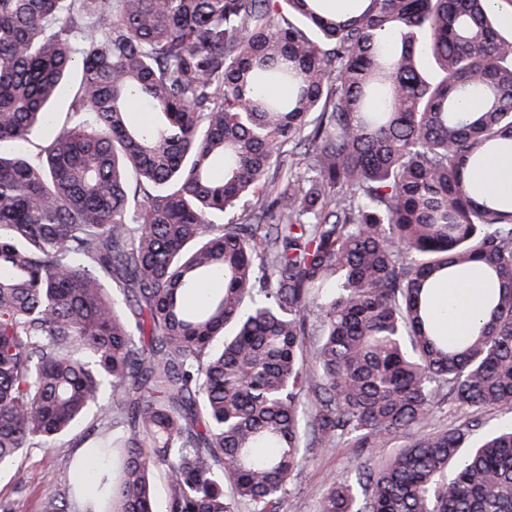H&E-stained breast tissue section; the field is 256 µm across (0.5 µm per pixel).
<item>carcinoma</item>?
I'll return each instance as SVG.
<instances>
[{
	"label": "carcinoma",
	"instance_id": "obj_1",
	"mask_svg": "<svg viewBox=\"0 0 512 512\" xmlns=\"http://www.w3.org/2000/svg\"><path fill=\"white\" fill-rule=\"evenodd\" d=\"M505 9L0 0V465L100 462L41 512H275L347 435L318 512H512V427L473 442L512 411V196L467 176L512 151ZM478 269L470 275L440 285L434 293V309L450 336L469 332L481 311L488 285Z\"/></svg>",
	"mask_w": 512,
	"mask_h": 512
}]
</instances>
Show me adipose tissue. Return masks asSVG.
<instances>
[{"label": "adipose tissue", "instance_id": "1", "mask_svg": "<svg viewBox=\"0 0 512 512\" xmlns=\"http://www.w3.org/2000/svg\"><path fill=\"white\" fill-rule=\"evenodd\" d=\"M486 292L487 285L476 272L436 288L434 309L449 335L461 336L471 330Z\"/></svg>", "mask_w": 512, "mask_h": 512}]
</instances>
